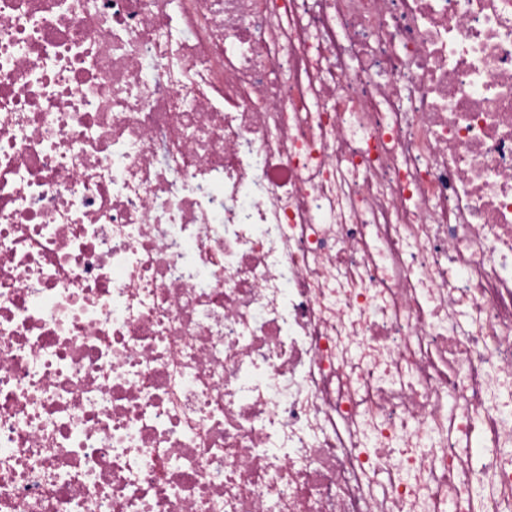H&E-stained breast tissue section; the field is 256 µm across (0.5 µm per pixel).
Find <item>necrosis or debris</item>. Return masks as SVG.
Wrapping results in <instances>:
<instances>
[{
	"instance_id": "obj_1",
	"label": "necrosis or debris",
	"mask_w": 512,
	"mask_h": 512,
	"mask_svg": "<svg viewBox=\"0 0 512 512\" xmlns=\"http://www.w3.org/2000/svg\"><path fill=\"white\" fill-rule=\"evenodd\" d=\"M378 473L512 504V0H0V512Z\"/></svg>"
}]
</instances>
